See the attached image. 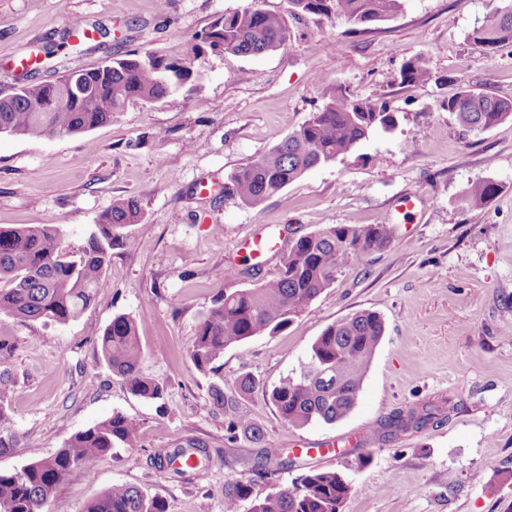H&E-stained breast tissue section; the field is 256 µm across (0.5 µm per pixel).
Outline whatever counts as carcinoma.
I'll list each match as a JSON object with an SVG mask.
<instances>
[{"label": "carcinoma", "instance_id": "cac0c4a2", "mask_svg": "<svg viewBox=\"0 0 512 512\" xmlns=\"http://www.w3.org/2000/svg\"><path fill=\"white\" fill-rule=\"evenodd\" d=\"M404 0H288L289 15L340 17L362 27L387 21L403 9ZM291 32L285 16L261 8H245L216 19L201 39L213 48L238 55H255L287 47ZM475 44L495 51L512 42V7L486 15L469 34ZM401 82L426 83L431 73L416 59L404 65ZM199 75L185 59H168L133 52L108 59L106 65L74 71L53 82H27L0 101V134L24 138H67L85 134L112 122L113 113L131 100L153 102L166 98ZM69 101L51 106L53 91ZM323 106L268 153L248 162L224 183V198L256 207L319 165L351 154L374 130L396 126L397 115L384 102L352 99L326 85ZM444 107L469 129H490L512 118V100L487 92L461 88ZM499 187L489 180L471 183L463 198L469 207L486 204ZM133 197L112 201L102 212L84 244L63 246L58 228L48 224L0 227V317L20 321L43 319L65 325L90 307L97 285L107 271L112 249L121 244L138 247L123 230L142 220ZM392 243L385 224L328 225L291 240L276 277L262 284L224 293L201 319L188 350L193 366L216 377L209 386L213 405L227 419L231 436L241 433L252 441L260 428L237 411V401L226 397L218 381L224 350L255 336H273L306 312L312 302L332 287L340 265L350 257L380 251ZM385 333L382 318L360 311L329 326L311 344L299 372L281 380L268 393L281 420L294 427L321 421L327 424L348 416L355 408L361 385ZM102 358L137 397L160 400L165 384L144 375L136 321L117 315L97 337ZM17 337L0 335V376L15 350ZM429 413L410 411L393 416L389 432L418 427ZM140 423L114 412L106 419L67 439L52 456L29 462L12 472H0V512H44L56 488L75 470L91 474L117 448L140 447ZM21 447L13 427L10 392L0 385V455ZM206 446L187 442L158 453L156 465L173 479H184L205 469ZM297 469L296 461L265 457L263 475L272 490L263 492L252 480L224 479V506L234 512H342L354 493L348 476L336 469L304 467L285 487L273 478ZM84 512H168L165 501L140 489L115 484L91 499Z\"/></svg>", "mask_w": 512, "mask_h": 512}]
</instances>
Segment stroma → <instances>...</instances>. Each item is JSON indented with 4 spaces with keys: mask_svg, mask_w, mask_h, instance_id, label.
<instances>
[{
    "mask_svg": "<svg viewBox=\"0 0 512 512\" xmlns=\"http://www.w3.org/2000/svg\"><path fill=\"white\" fill-rule=\"evenodd\" d=\"M512 0H406L391 20L355 34L340 18L289 20L277 52L233 55L202 42L215 19L247 6L287 13L288 0H0V97L22 83L20 59H41L34 77L96 67L130 51L189 59L199 81L156 102L135 100L110 124L65 139L0 135V226L51 224L81 246L113 199L134 197L144 217L114 247L95 299L78 319L0 320L17 337L9 361L14 426L22 448L0 455V472L52 456L78 431L121 412L141 424L140 445L117 449L94 474H70L45 512H83L115 484L162 498L168 512H224V479L260 481L265 455L347 470L356 491L343 512H512V119L467 131L445 104L460 87L512 99V45L486 52L468 35ZM107 30L93 47L67 41L70 19ZM423 59L424 84L401 68ZM386 102L396 128L372 132L341 161L316 167L261 205L224 197L228 176L266 154L322 107V84ZM494 181L479 208L462 203L471 183ZM412 197L411 210L399 211ZM328 224H386L393 242L345 261L333 286L282 332L226 349L224 392L253 374L239 412L261 441L230 436L188 357L197 327L224 292L277 275L289 232ZM270 249L254 269L241 244ZM361 310L385 334L356 407L332 424H284L265 392L298 372L330 324ZM119 314L137 321L140 368L165 382L162 402L132 395L102 360L97 338ZM430 409L418 428L387 434L390 418ZM189 440L210 454L205 470L173 481L156 452ZM364 457L360 466L350 458Z\"/></svg>",
    "mask_w": 512,
    "mask_h": 512,
    "instance_id": "1",
    "label": "stroma"
}]
</instances>
